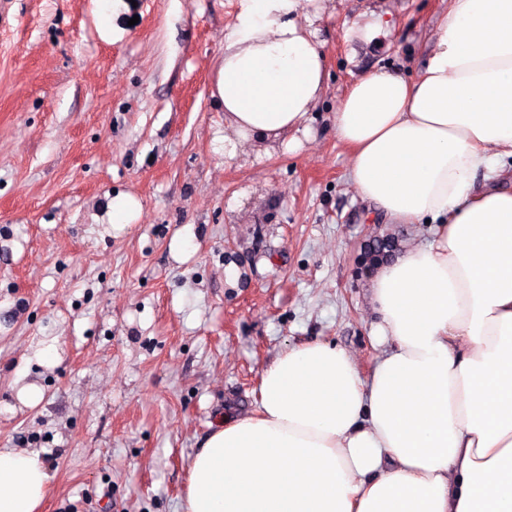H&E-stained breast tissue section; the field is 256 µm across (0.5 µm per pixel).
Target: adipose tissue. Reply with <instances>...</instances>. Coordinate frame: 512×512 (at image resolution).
Listing matches in <instances>:
<instances>
[{
	"mask_svg": "<svg viewBox=\"0 0 512 512\" xmlns=\"http://www.w3.org/2000/svg\"><path fill=\"white\" fill-rule=\"evenodd\" d=\"M306 7L242 0L225 157L305 129L327 78ZM334 127L362 197L434 238L370 275L389 350L369 375L331 343L283 349L257 410L192 457L182 512H512V190L473 189L512 157V0H450L423 74H363ZM47 485L39 453L0 449V512H39Z\"/></svg>",
	"mask_w": 512,
	"mask_h": 512,
	"instance_id": "ef3b65f1",
	"label": "adipose tissue"
}]
</instances>
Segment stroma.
<instances>
[{
    "mask_svg": "<svg viewBox=\"0 0 512 512\" xmlns=\"http://www.w3.org/2000/svg\"><path fill=\"white\" fill-rule=\"evenodd\" d=\"M239 4L0 0V448L39 453L41 512H179L281 350L327 341L369 372L371 237L433 238L360 196L333 117L365 72L422 73L448 0H319L308 134L230 159L214 82Z\"/></svg>",
    "mask_w": 512,
    "mask_h": 512,
    "instance_id": "obj_1",
    "label": "stroma"
}]
</instances>
